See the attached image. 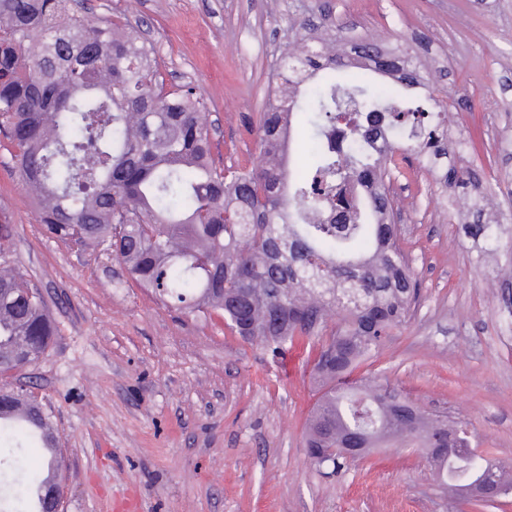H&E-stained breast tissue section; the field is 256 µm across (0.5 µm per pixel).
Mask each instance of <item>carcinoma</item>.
I'll list each match as a JSON object with an SVG mask.
<instances>
[{"mask_svg": "<svg viewBox=\"0 0 512 512\" xmlns=\"http://www.w3.org/2000/svg\"><path fill=\"white\" fill-rule=\"evenodd\" d=\"M282 57L259 120L260 161L214 164L208 113L189 86L163 91L152 47L128 22L89 21L74 0H0V149L9 154L45 231L111 254L166 306L218 313L232 333L283 357L322 339L312 372L323 393L306 428L312 464L332 474L345 442H399L426 455L455 499L476 481L512 493V466L475 448L468 425L397 406L377 377H353L403 325L418 280L394 222L396 157L437 165L448 155V94L401 50L371 40L347 56L301 37ZM312 126L311 162L291 167L296 115ZM452 195L472 194L465 232L483 253L512 254V232L484 205L477 166H439ZM0 224V361L44 356L58 327L37 284L12 264ZM336 328L327 330L333 315ZM50 418L21 380L0 389V433L42 442L46 468L22 492L63 483Z\"/></svg>", "mask_w": 512, "mask_h": 512, "instance_id": "obj_1", "label": "carcinoma"}]
</instances>
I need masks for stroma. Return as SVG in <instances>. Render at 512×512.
Returning <instances> with one entry per match:
<instances>
[{"label":"stroma","instance_id":"35a3bbf8","mask_svg":"<svg viewBox=\"0 0 512 512\" xmlns=\"http://www.w3.org/2000/svg\"><path fill=\"white\" fill-rule=\"evenodd\" d=\"M93 18L140 27L172 85L206 104L218 165L259 155L276 61L306 28L349 50L401 48L448 94L454 155L482 166L490 206L512 228V0H87ZM0 150V224L13 260L58 326L25 369L66 457L64 512H475L449 502L420 451L382 449L319 473L304 447L319 399L306 350L284 360L219 314L163 308L103 251L49 236ZM402 247L420 282L409 321L358 372L427 411L467 421L478 448L512 464V281L465 235L418 162L391 173ZM39 449L0 438V512L38 472Z\"/></svg>","mask_w":512,"mask_h":512}]
</instances>
